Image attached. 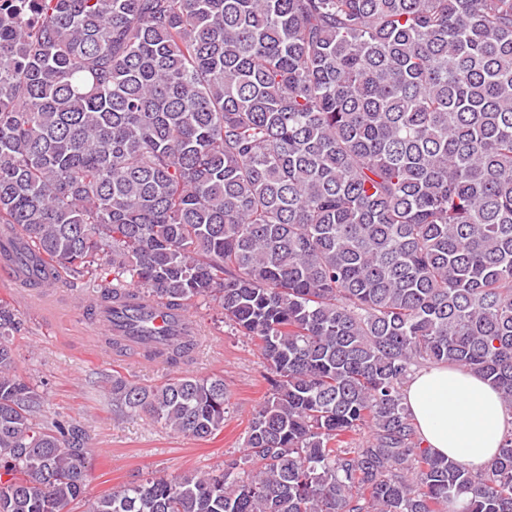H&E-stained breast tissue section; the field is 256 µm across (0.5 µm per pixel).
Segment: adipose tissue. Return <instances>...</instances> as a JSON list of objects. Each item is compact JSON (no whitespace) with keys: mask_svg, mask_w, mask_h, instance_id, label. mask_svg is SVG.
Wrapping results in <instances>:
<instances>
[{"mask_svg":"<svg viewBox=\"0 0 512 512\" xmlns=\"http://www.w3.org/2000/svg\"><path fill=\"white\" fill-rule=\"evenodd\" d=\"M404 402L432 452L479 468L498 452L506 417L498 392L458 367L435 366L407 384Z\"/></svg>","mask_w":512,"mask_h":512,"instance_id":"1","label":"adipose tissue"}]
</instances>
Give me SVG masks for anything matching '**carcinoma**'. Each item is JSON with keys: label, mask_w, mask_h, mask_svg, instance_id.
Returning a JSON list of instances; mask_svg holds the SVG:
<instances>
[{"label": "carcinoma", "mask_w": 512, "mask_h": 512, "mask_svg": "<svg viewBox=\"0 0 512 512\" xmlns=\"http://www.w3.org/2000/svg\"><path fill=\"white\" fill-rule=\"evenodd\" d=\"M0 224L46 284L214 302L266 362L241 458L88 512H512V430L475 470L404 404L444 364L512 411V0H0ZM20 327L0 302V512H70L91 449L17 375ZM229 399L112 376L198 440Z\"/></svg>", "instance_id": "cac0c4a2"}]
</instances>
